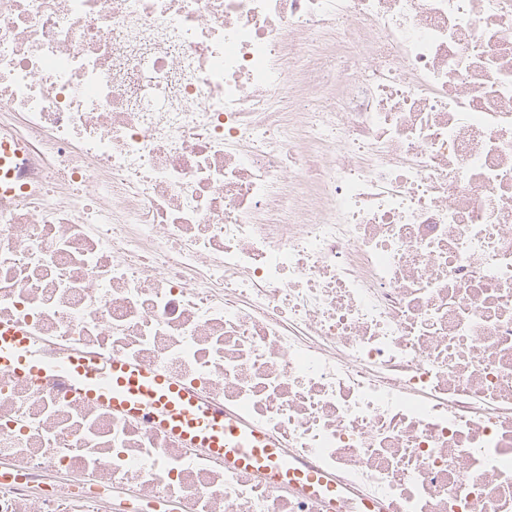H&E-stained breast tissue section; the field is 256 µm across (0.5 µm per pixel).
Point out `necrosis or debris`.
<instances>
[{
  "mask_svg": "<svg viewBox=\"0 0 512 512\" xmlns=\"http://www.w3.org/2000/svg\"><path fill=\"white\" fill-rule=\"evenodd\" d=\"M0 325L239 413L332 512H512V0H0ZM0 512H325L0 372Z\"/></svg>",
  "mask_w": 512,
  "mask_h": 512,
  "instance_id": "4bbe7bcc",
  "label": "necrosis or debris"
}]
</instances>
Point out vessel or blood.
<instances>
[{
	"mask_svg": "<svg viewBox=\"0 0 512 512\" xmlns=\"http://www.w3.org/2000/svg\"><path fill=\"white\" fill-rule=\"evenodd\" d=\"M0 371L37 380L50 372L83 383L89 395L114 410L179 434L188 446L258 471L283 488L306 481L334 489V477L293 468L284 449L255 426L212 408L173 378L120 358L107 362L70 354L50 359L22 331L0 325Z\"/></svg>",
	"mask_w": 512,
	"mask_h": 512,
	"instance_id": "obj_1",
	"label": "vessel or blood"
}]
</instances>
